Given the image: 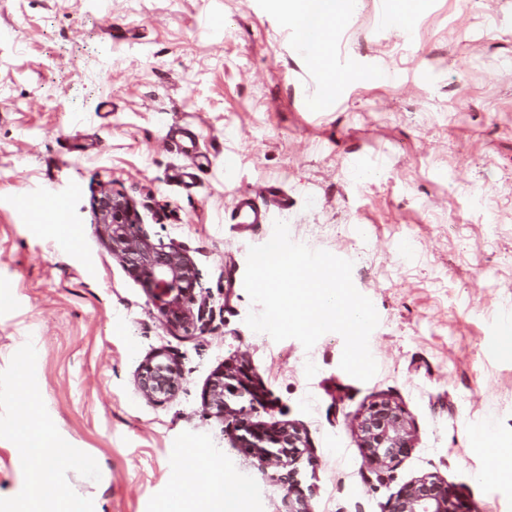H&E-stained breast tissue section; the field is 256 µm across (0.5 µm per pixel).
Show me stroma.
<instances>
[{
    "label": "stroma",
    "instance_id": "obj_1",
    "mask_svg": "<svg viewBox=\"0 0 512 512\" xmlns=\"http://www.w3.org/2000/svg\"><path fill=\"white\" fill-rule=\"evenodd\" d=\"M384 13L357 0L337 25L329 89L279 0H0V512L29 488L8 427L24 389L31 416L102 468L98 483L64 475L86 512H162L192 451L248 484L241 512H288L282 468L257 470L204 403L223 366L261 397L234 408L306 434L313 512H384L427 475L476 512H512V475L492 463L512 448V357L491 347L512 324V0H420L399 26ZM181 127L197 159L170 141ZM269 183L291 207L232 223ZM46 188L70 234L38 224L29 199ZM105 190L192 258L205 325L167 324L113 258ZM276 220L353 261L379 315L371 380L340 368L339 334L307 350L246 325L248 249ZM157 355L180 372L162 403L136 384ZM382 399L412 449L374 471L356 423Z\"/></svg>",
    "mask_w": 512,
    "mask_h": 512
}]
</instances>
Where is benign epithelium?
Wrapping results in <instances>:
<instances>
[{
	"mask_svg": "<svg viewBox=\"0 0 512 512\" xmlns=\"http://www.w3.org/2000/svg\"><path fill=\"white\" fill-rule=\"evenodd\" d=\"M96 223L103 228L112 256L133 276L145 283L165 321L184 329L203 320V310H194L196 269L188 253L175 244L155 243L143 232L136 206L112 191L101 194L95 203ZM235 375L222 369L206 385L204 399L219 418L229 421L241 447L257 462L258 468L276 460L288 472L281 477L287 491H293L297 474L294 464L307 437L294 424L273 421L257 423L231 407L229 398L237 394L229 380ZM180 373L169 361L150 359L141 366L137 387L148 400L172 398ZM357 431L366 464L374 470L390 467L410 449L412 431L402 410L388 400L371 403L360 416ZM385 512H462L457 494L444 479L422 476L405 483L387 503Z\"/></svg>",
	"mask_w": 512,
	"mask_h": 512,
	"instance_id": "benign-epithelium-1",
	"label": "benign epithelium"
}]
</instances>
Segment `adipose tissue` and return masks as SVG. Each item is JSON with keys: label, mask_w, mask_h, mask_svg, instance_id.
I'll return each mask as SVG.
<instances>
[{"label": "adipose tissue", "mask_w": 512, "mask_h": 512, "mask_svg": "<svg viewBox=\"0 0 512 512\" xmlns=\"http://www.w3.org/2000/svg\"><path fill=\"white\" fill-rule=\"evenodd\" d=\"M353 6L354 0H289V15L307 39L304 50L319 70H326L332 33ZM15 405L18 425L31 433L16 449L17 459L30 477L29 491L18 502L16 512H81L70 506L62 474L69 469L91 468V458L46 435L38 422L28 417L29 393H22ZM247 495L244 483L215 467L203 470L198 457L190 454L171 480L167 512H187L190 502L196 503L198 512H240Z\"/></svg>", "instance_id": "ef3b65f1"}]
</instances>
